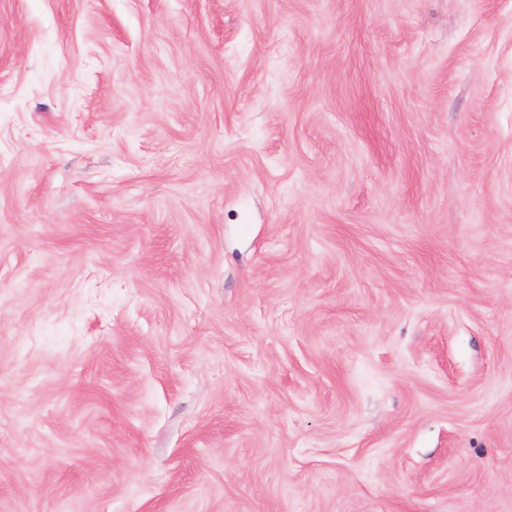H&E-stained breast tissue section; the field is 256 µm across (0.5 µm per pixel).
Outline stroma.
<instances>
[{"mask_svg":"<svg viewBox=\"0 0 512 512\" xmlns=\"http://www.w3.org/2000/svg\"><path fill=\"white\" fill-rule=\"evenodd\" d=\"M0 512H512V0H0Z\"/></svg>","mask_w":512,"mask_h":512,"instance_id":"1","label":"stroma"}]
</instances>
